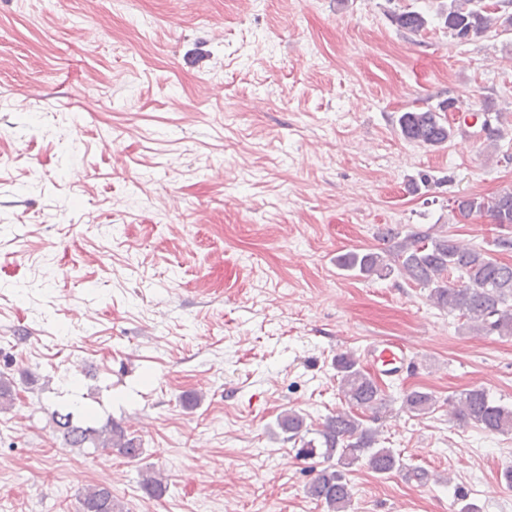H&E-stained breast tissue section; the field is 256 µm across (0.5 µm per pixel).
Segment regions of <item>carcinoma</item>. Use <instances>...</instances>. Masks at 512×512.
Here are the masks:
<instances>
[{"instance_id": "obj_1", "label": "carcinoma", "mask_w": 512, "mask_h": 512, "mask_svg": "<svg viewBox=\"0 0 512 512\" xmlns=\"http://www.w3.org/2000/svg\"><path fill=\"white\" fill-rule=\"evenodd\" d=\"M397 29L419 35L439 24L463 42L472 35L493 30L512 29V15L498 14L484 0H446L436 14L405 10L392 15ZM463 109L461 102L445 99L435 106L413 108L396 119L401 137L426 149H438L454 136V126L445 113ZM480 131L489 144L503 136V129L492 125L487 113L478 114ZM460 215L488 214L501 227L512 225V190L489 197L465 196L456 200ZM382 238L389 247L381 251L350 250L336 256V267L355 277L378 278L397 274L428 290V300L438 309L459 316L467 329L486 336H512V264L498 261L493 252L512 250V238L497 237L494 249L463 246L453 237L432 230L411 231L405 235L387 227ZM459 274L461 284L448 281L450 273ZM339 391L348 409L328 416L316 429L308 415L288 410L277 418V426L286 439L297 446L296 457L321 458L328 466L320 470L307 487V494L324 506L326 512H349L353 491L345 471L364 464L374 473L388 475L404 464L392 448L378 446L376 430L365 425L355 411H374L382 404L377 382L360 366L352 352L336 355L333 361ZM412 412L428 413L435 409V396L413 390L402 397ZM455 417L494 433H512V406L498 403L483 388L460 394ZM72 412H56L54 423L64 441L72 448H112L134 461L143 454L141 440L122 426L107 424L100 428L73 422ZM140 487L154 498L168 492V483L154 473L145 474ZM80 512H119L112 490L105 485L87 487L79 498Z\"/></svg>"}]
</instances>
